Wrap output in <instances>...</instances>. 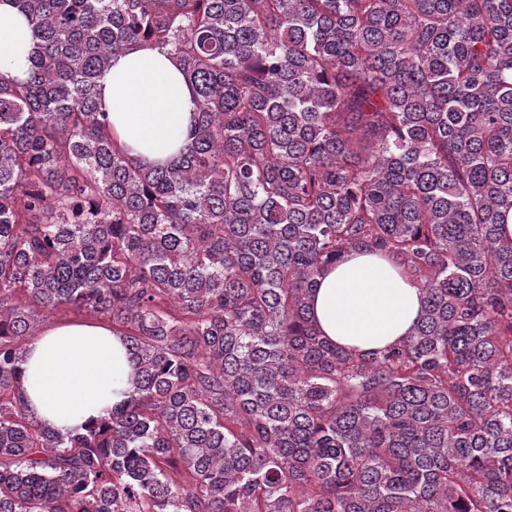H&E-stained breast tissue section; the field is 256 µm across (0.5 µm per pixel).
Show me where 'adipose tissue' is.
Here are the masks:
<instances>
[{
    "label": "adipose tissue",
    "mask_w": 512,
    "mask_h": 512,
    "mask_svg": "<svg viewBox=\"0 0 512 512\" xmlns=\"http://www.w3.org/2000/svg\"><path fill=\"white\" fill-rule=\"evenodd\" d=\"M31 46L24 17L0 0V72L24 76ZM99 97L114 139L145 163L179 149L196 110L176 59L147 44L113 58L99 80ZM310 312L332 342L368 353L402 341L419 320L422 302L419 289L387 258L357 250L325 270ZM22 368L30 412L65 432L123 400L130 363L110 327L69 321L33 338Z\"/></svg>",
    "instance_id": "obj_1"
}]
</instances>
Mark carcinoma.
<instances>
[{"mask_svg":"<svg viewBox=\"0 0 512 512\" xmlns=\"http://www.w3.org/2000/svg\"><path fill=\"white\" fill-rule=\"evenodd\" d=\"M0 74V512H512V0H11ZM193 91L179 153L112 140L137 44ZM422 315L353 353L309 317L345 253ZM60 308L123 338L127 398L38 422ZM32 46L29 26L8 2H0V72L23 77L29 67Z\"/></svg>","mask_w":512,"mask_h":512,"instance_id":"1","label":"carcinoma"}]
</instances>
